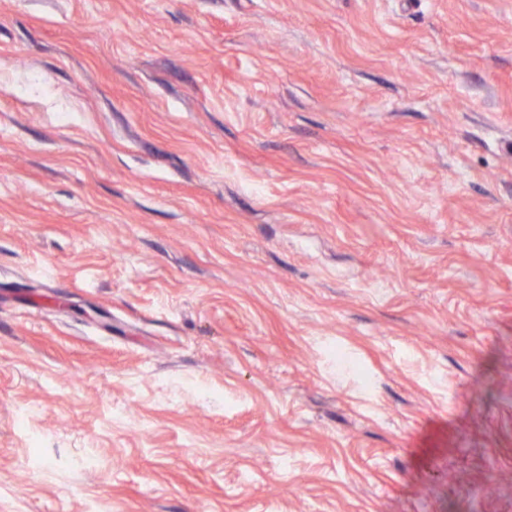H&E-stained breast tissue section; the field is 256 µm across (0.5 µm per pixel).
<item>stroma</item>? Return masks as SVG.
<instances>
[{
    "label": "stroma",
    "instance_id": "1",
    "mask_svg": "<svg viewBox=\"0 0 512 512\" xmlns=\"http://www.w3.org/2000/svg\"><path fill=\"white\" fill-rule=\"evenodd\" d=\"M0 512H512V0H0Z\"/></svg>",
    "mask_w": 512,
    "mask_h": 512
}]
</instances>
